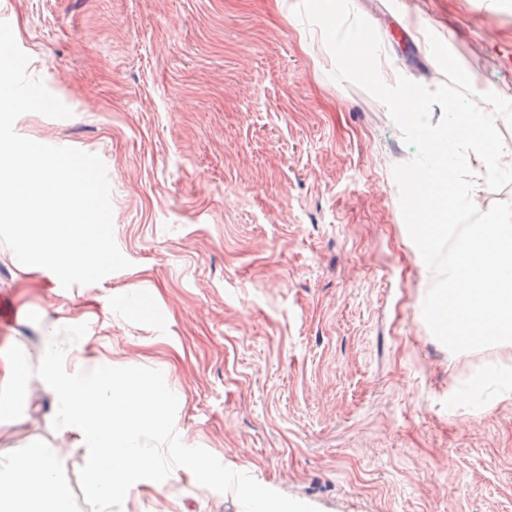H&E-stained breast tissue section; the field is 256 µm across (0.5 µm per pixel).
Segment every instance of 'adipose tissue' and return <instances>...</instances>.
<instances>
[{"label":"adipose tissue","mask_w":512,"mask_h":512,"mask_svg":"<svg viewBox=\"0 0 512 512\" xmlns=\"http://www.w3.org/2000/svg\"><path fill=\"white\" fill-rule=\"evenodd\" d=\"M0 512H73L58 449L0 451Z\"/></svg>","instance_id":"obj_1"}]
</instances>
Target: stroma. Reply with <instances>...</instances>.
<instances>
[{
	"instance_id": "1",
	"label": "stroma",
	"mask_w": 512,
	"mask_h": 512,
	"mask_svg": "<svg viewBox=\"0 0 512 512\" xmlns=\"http://www.w3.org/2000/svg\"><path fill=\"white\" fill-rule=\"evenodd\" d=\"M299 2L0 0L29 74L73 112L15 130L102 158L131 262L66 289L0 243V352L35 365L48 332L87 324L67 367L162 371L185 445L318 512H512V392L486 389L478 416L450 404L487 365L512 366V346L451 353L432 335L392 174L413 150L383 103L332 79ZM351 5L389 81H443L432 33L477 91L512 95V0ZM54 415L31 379L0 448H58L75 512H91ZM238 510L177 469L122 508Z\"/></svg>"
}]
</instances>
